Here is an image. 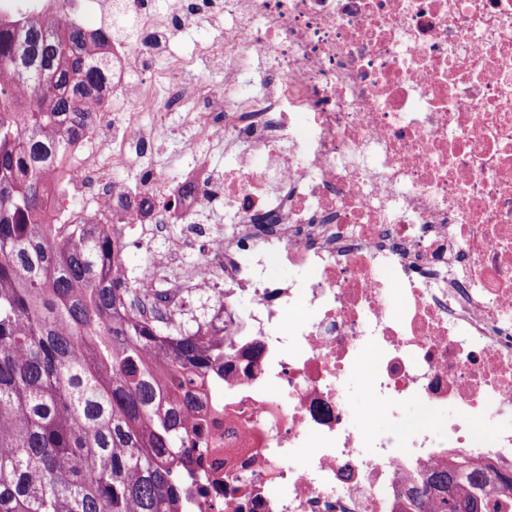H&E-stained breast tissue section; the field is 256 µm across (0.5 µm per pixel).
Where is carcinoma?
<instances>
[{
  "label": "carcinoma",
  "mask_w": 512,
  "mask_h": 512,
  "mask_svg": "<svg viewBox=\"0 0 512 512\" xmlns=\"http://www.w3.org/2000/svg\"><path fill=\"white\" fill-rule=\"evenodd\" d=\"M0 18V512H178L186 403L224 339L206 316L132 313L124 245L102 224L59 238L39 215L52 172L95 132L110 36ZM465 458L420 480L413 512L487 502Z\"/></svg>",
  "instance_id": "cac0c4a2"
}]
</instances>
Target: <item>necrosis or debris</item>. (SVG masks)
I'll use <instances>...</instances> for the list:
<instances>
[{"label":"necrosis or debris","mask_w":512,"mask_h":512,"mask_svg":"<svg viewBox=\"0 0 512 512\" xmlns=\"http://www.w3.org/2000/svg\"><path fill=\"white\" fill-rule=\"evenodd\" d=\"M95 8L113 24L112 135L76 144L43 216L61 235L106 223L148 252L163 225L184 227L138 281L166 287L168 312L205 296L224 317V367L188 405L198 454L180 512H408L419 478L457 455L512 508V0ZM203 17L219 87L169 51ZM165 91L193 145L230 161L200 163L174 206L152 169L136 187L159 203L147 215L114 173L141 167L158 128L140 115ZM73 189L84 205L63 203ZM271 257L299 279H265ZM364 346L381 430L345 397Z\"/></svg>","instance_id":"4bbe7bcc"}]
</instances>
